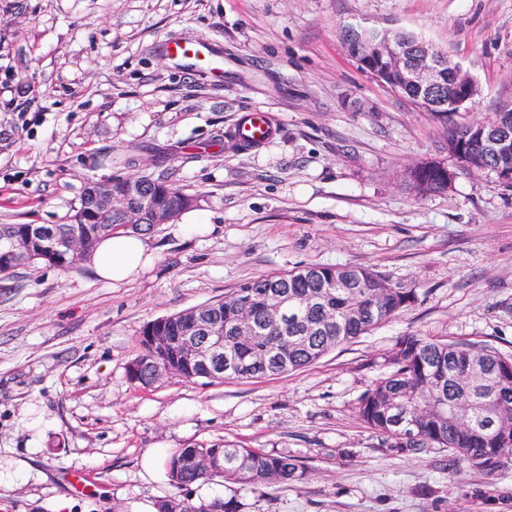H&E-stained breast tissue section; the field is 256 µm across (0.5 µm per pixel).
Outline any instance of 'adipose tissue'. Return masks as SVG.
Wrapping results in <instances>:
<instances>
[{"instance_id": "1", "label": "adipose tissue", "mask_w": 512, "mask_h": 512, "mask_svg": "<svg viewBox=\"0 0 512 512\" xmlns=\"http://www.w3.org/2000/svg\"><path fill=\"white\" fill-rule=\"evenodd\" d=\"M152 260L153 252L140 233L105 237L86 257L87 265L99 278L116 283L138 275Z\"/></svg>"}]
</instances>
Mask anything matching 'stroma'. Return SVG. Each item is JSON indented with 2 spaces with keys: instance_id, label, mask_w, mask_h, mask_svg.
Instances as JSON below:
<instances>
[{
  "instance_id": "35a3bbf8",
  "label": "stroma",
  "mask_w": 512,
  "mask_h": 512,
  "mask_svg": "<svg viewBox=\"0 0 512 512\" xmlns=\"http://www.w3.org/2000/svg\"><path fill=\"white\" fill-rule=\"evenodd\" d=\"M351 22L414 32L469 73L456 122L512 104V0H0V224L71 223L88 182L162 160L198 198L183 223L214 226L153 225V264L121 283L0 275V512H140L175 493L150 450L218 440L308 471L242 491L247 512H512V474L389 452L355 414L400 337L512 355V188L461 172L409 190L406 167L452 164L448 130L361 69ZM168 38L216 44L221 73L175 62ZM256 110L275 135L239 147ZM307 263L369 265L418 300L299 372L129 379L148 322Z\"/></svg>"
}]
</instances>
